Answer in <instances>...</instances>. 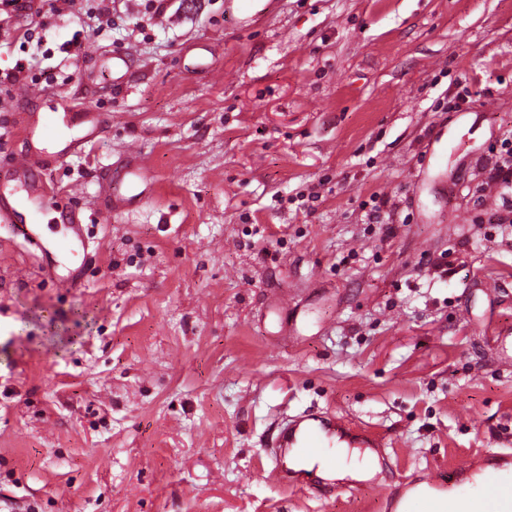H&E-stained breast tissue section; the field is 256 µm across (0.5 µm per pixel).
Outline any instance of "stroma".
Masks as SVG:
<instances>
[{
    "instance_id": "1",
    "label": "stroma",
    "mask_w": 512,
    "mask_h": 512,
    "mask_svg": "<svg viewBox=\"0 0 512 512\" xmlns=\"http://www.w3.org/2000/svg\"><path fill=\"white\" fill-rule=\"evenodd\" d=\"M98 3L25 15L24 47L0 51L42 92L0 82V169L23 123L51 153L83 104L116 116L46 170L98 245L78 288L0 223V497L394 512L403 477L482 472L512 444V191L488 181L512 150V0H116L96 29ZM78 29L133 58L127 87L60 52ZM132 142L153 196L103 222ZM312 409L384 436L393 472L327 501L280 483L274 438Z\"/></svg>"
}]
</instances>
